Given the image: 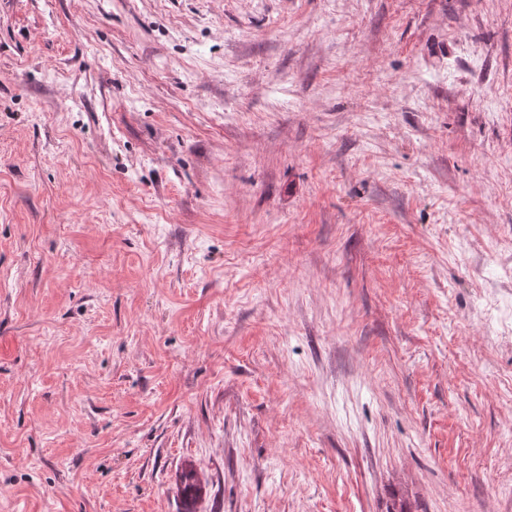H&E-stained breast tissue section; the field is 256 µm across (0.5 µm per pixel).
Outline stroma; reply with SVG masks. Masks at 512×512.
<instances>
[{
    "label": "stroma",
    "mask_w": 512,
    "mask_h": 512,
    "mask_svg": "<svg viewBox=\"0 0 512 512\" xmlns=\"http://www.w3.org/2000/svg\"><path fill=\"white\" fill-rule=\"evenodd\" d=\"M512 0H0V512H512Z\"/></svg>",
    "instance_id": "obj_1"
}]
</instances>
